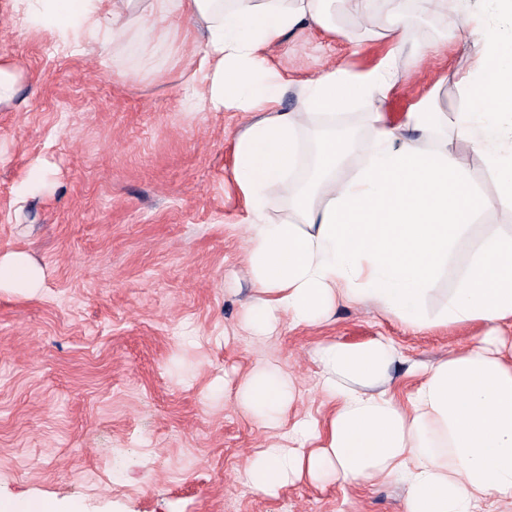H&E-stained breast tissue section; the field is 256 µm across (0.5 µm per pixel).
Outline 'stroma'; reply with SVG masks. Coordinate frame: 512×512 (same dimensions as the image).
Returning a JSON list of instances; mask_svg holds the SVG:
<instances>
[{
	"label": "stroma",
	"mask_w": 512,
	"mask_h": 512,
	"mask_svg": "<svg viewBox=\"0 0 512 512\" xmlns=\"http://www.w3.org/2000/svg\"><path fill=\"white\" fill-rule=\"evenodd\" d=\"M410 9L426 52L387 102L396 123L461 56L445 21ZM335 22L272 51L291 83L384 54V13ZM0 57L23 70L19 96L0 104V257L42 270L35 292L0 289V498L80 512H403L402 486L384 479L253 493L240 474L280 432L237 405L238 387L274 363L296 387L290 416L321 419L318 342L388 336L430 364L466 350L480 326L414 333L345 305L321 325L251 339L248 214L232 172L249 115L190 112L179 63L120 84L111 49L62 50L19 23L14 0H0Z\"/></svg>",
	"instance_id": "obj_1"
}]
</instances>
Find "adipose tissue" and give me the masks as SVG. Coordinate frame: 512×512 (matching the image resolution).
<instances>
[{"label": "adipose tissue", "instance_id": "1", "mask_svg": "<svg viewBox=\"0 0 512 512\" xmlns=\"http://www.w3.org/2000/svg\"><path fill=\"white\" fill-rule=\"evenodd\" d=\"M19 20L58 46L108 47L164 73L176 45L191 41L187 102L210 112H247L234 140V178L251 216L244 257L256 297L247 326L270 336L339 305L375 307L407 329L483 328L464 352L404 365L395 343L324 341L313 357L326 422L294 423L283 442L255 453L242 475L259 495L301 478L339 483L385 479L405 487L404 512H512V229L488 226L512 214V0H421L456 31L466 57L452 72L460 103L437 94L390 122L384 104L400 78L409 0H16ZM365 18L385 11V55L371 68L331 66L296 87L305 109L282 99L290 84L270 51L309 30L332 31L333 7ZM366 108L369 134L337 129V116ZM477 157L496 190L479 187ZM288 188L284 216H267ZM479 241L439 308L429 299L460 243ZM42 272L22 253L0 258V288H37ZM416 377L405 400L393 373ZM236 399L276 427L293 399L278 371L253 372Z\"/></svg>", "mask_w": 512, "mask_h": 512}]
</instances>
